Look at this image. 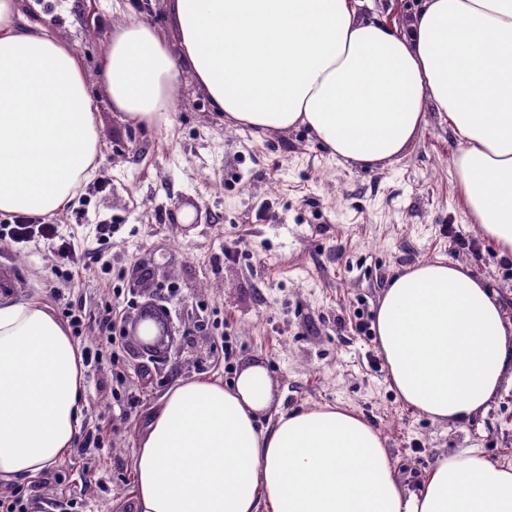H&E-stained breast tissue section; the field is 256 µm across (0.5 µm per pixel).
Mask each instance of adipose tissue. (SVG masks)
I'll return each mask as SVG.
<instances>
[{"label":"adipose tissue","instance_id":"adipose-tissue-1","mask_svg":"<svg viewBox=\"0 0 512 512\" xmlns=\"http://www.w3.org/2000/svg\"><path fill=\"white\" fill-rule=\"evenodd\" d=\"M362 0H168L170 33L134 18L101 58L112 107L169 125L191 77L233 126L303 127L330 156L386 167L429 113L456 141L454 188L483 237L512 254V0H423L404 27ZM97 105L76 49L0 0V214L52 216L95 175ZM390 388L436 423L462 424L512 384V323L467 264L393 276L374 322ZM82 356L49 306L0 300V482L73 448ZM264 365L232 387L187 379L154 407L134 460L136 512H512V464L438 457L404 486L380 432L342 406L279 413Z\"/></svg>","mask_w":512,"mask_h":512}]
</instances>
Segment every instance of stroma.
Returning a JSON list of instances; mask_svg holds the SVG:
<instances>
[{
  "label": "stroma",
  "mask_w": 512,
  "mask_h": 512,
  "mask_svg": "<svg viewBox=\"0 0 512 512\" xmlns=\"http://www.w3.org/2000/svg\"><path fill=\"white\" fill-rule=\"evenodd\" d=\"M42 10L84 63L101 138L94 178L51 221L99 261L67 282L52 276L44 242L0 244L10 296L59 317L80 306V348L97 339L110 301L125 325L157 304L171 334L155 356H139L127 336L118 362L86 365L81 430L101 443L13 481L27 512H134V455L151 409L181 380L229 384L252 361L267 368L279 411L342 404L361 414L409 489L444 453L474 449L512 464V385L465 424L432 422L396 399L374 337L356 328L357 315L374 317L396 269L438 256L481 275L512 319V261L467 221L453 190L456 144L437 113L382 169L338 162L302 127L260 136L229 126L188 78L172 125H135L113 111L99 76L114 26L137 14L133 0H44ZM227 249L238 260H223ZM141 264L157 269L145 292L132 285Z\"/></svg>",
  "instance_id": "1"
}]
</instances>
